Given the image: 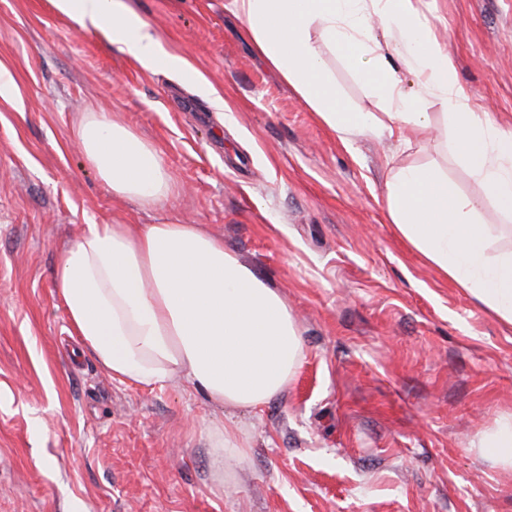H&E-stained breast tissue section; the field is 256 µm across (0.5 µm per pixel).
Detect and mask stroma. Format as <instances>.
Listing matches in <instances>:
<instances>
[{"label": "stroma", "mask_w": 512, "mask_h": 512, "mask_svg": "<svg viewBox=\"0 0 512 512\" xmlns=\"http://www.w3.org/2000/svg\"><path fill=\"white\" fill-rule=\"evenodd\" d=\"M181 79L60 14L0 0V512H512L482 441L512 419V327L390 224L392 169L436 163L468 195L435 116L407 147H344L256 53L229 0H128ZM475 111L512 133V0H413ZM224 100L216 110L196 88ZM109 112L163 153L171 194L113 196L73 139ZM200 224L288 303L304 359L243 414L248 460L218 475L224 414L174 380H112L55 280L88 224Z\"/></svg>", "instance_id": "stroma-1"}]
</instances>
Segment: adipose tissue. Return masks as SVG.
<instances>
[{
	"label": "adipose tissue",
	"mask_w": 512,
	"mask_h": 512,
	"mask_svg": "<svg viewBox=\"0 0 512 512\" xmlns=\"http://www.w3.org/2000/svg\"><path fill=\"white\" fill-rule=\"evenodd\" d=\"M82 29L102 32L146 67L165 61L150 26L126 0H54ZM256 49L343 143L359 135L406 142L431 136L438 104L456 162L489 195L463 196L437 165L398 169L387 213L431 264L512 325V256L490 254L486 199L512 214V135L473 112L453 60L431 37L412 0H230ZM386 42H378L371 18ZM369 87L378 109L352 107L337 89L325 47ZM413 72L416 91L402 84ZM78 146L113 195L151 206L172 190L158 147L109 112H90ZM57 297L85 349L113 379L144 389L182 379L224 412L211 438L216 467L244 460L251 439L237 420L283 394L304 358L283 296L200 224H88L58 259Z\"/></svg>",
	"instance_id": "adipose-tissue-1"
}]
</instances>
